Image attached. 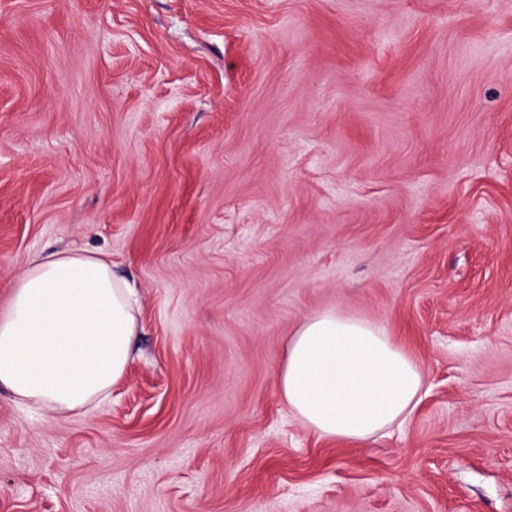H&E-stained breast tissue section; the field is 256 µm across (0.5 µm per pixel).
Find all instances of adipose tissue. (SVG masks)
Returning a JSON list of instances; mask_svg holds the SVG:
<instances>
[{
	"label": "adipose tissue",
	"instance_id": "adipose-tissue-1",
	"mask_svg": "<svg viewBox=\"0 0 512 512\" xmlns=\"http://www.w3.org/2000/svg\"><path fill=\"white\" fill-rule=\"evenodd\" d=\"M0 309V386L59 417L103 403L126 374L138 310L102 252L27 260ZM421 365L383 325L326 310L306 317L277 373L289 414L325 438L363 443L402 424L421 399Z\"/></svg>",
	"mask_w": 512,
	"mask_h": 512
}]
</instances>
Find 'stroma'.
I'll list each match as a JSON object with an SVG mask.
<instances>
[{"instance_id": "1", "label": "stroma", "mask_w": 512, "mask_h": 512, "mask_svg": "<svg viewBox=\"0 0 512 512\" xmlns=\"http://www.w3.org/2000/svg\"><path fill=\"white\" fill-rule=\"evenodd\" d=\"M103 251L108 400L0 389V512H512V0H0V279ZM382 324L411 417L288 414L309 315Z\"/></svg>"}]
</instances>
